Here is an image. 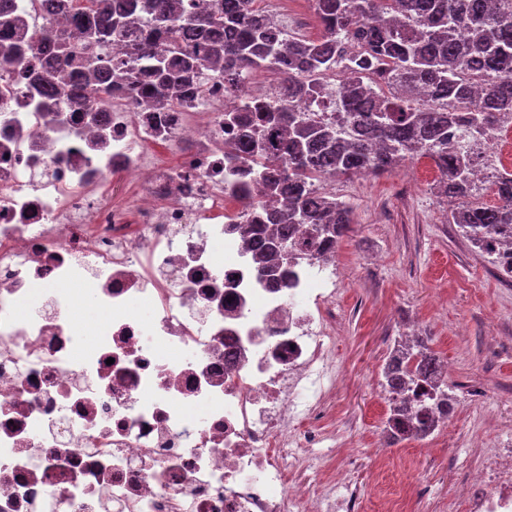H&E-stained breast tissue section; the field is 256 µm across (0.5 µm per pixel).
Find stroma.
Returning <instances> with one entry per match:
<instances>
[{
	"instance_id": "35a3bbf8",
	"label": "stroma",
	"mask_w": 512,
	"mask_h": 512,
	"mask_svg": "<svg viewBox=\"0 0 512 512\" xmlns=\"http://www.w3.org/2000/svg\"><path fill=\"white\" fill-rule=\"evenodd\" d=\"M437 180L424 157L325 188L351 206L352 224L336 246L335 358L344 383L324 408V425L356 455L352 478L365 512H385L378 491L396 497L415 480L422 490L411 495L409 512H461V475L486 462V441L512 438V280L449 223ZM411 321L452 364L458 403L447 434L389 446L378 385Z\"/></svg>"
}]
</instances>
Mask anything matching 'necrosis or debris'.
<instances>
[{
  "label": "necrosis or debris",
  "mask_w": 512,
  "mask_h": 512,
  "mask_svg": "<svg viewBox=\"0 0 512 512\" xmlns=\"http://www.w3.org/2000/svg\"><path fill=\"white\" fill-rule=\"evenodd\" d=\"M364 52L340 43L316 120L341 125ZM35 59L0 70V512H362L348 472L298 466L340 383L336 278L304 253L269 286L242 224L273 204L224 155L255 103L287 101L252 71L179 103L130 85L73 110L28 90ZM115 173L133 178L121 200ZM79 298L105 321L75 320ZM488 459L462 512H512V448Z\"/></svg>",
  "instance_id": "necrosis-or-debris-1"
}]
</instances>
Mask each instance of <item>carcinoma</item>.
Masks as SVG:
<instances>
[{"mask_svg":"<svg viewBox=\"0 0 512 512\" xmlns=\"http://www.w3.org/2000/svg\"><path fill=\"white\" fill-rule=\"evenodd\" d=\"M314 0L323 35L317 40L290 41L284 33L245 12L243 0H42L45 20L41 37L64 45L71 28L107 48L126 38L138 43L127 59L104 57L85 67L72 85L77 100L92 99L104 109L112 87L148 82L154 98L164 101L193 90L192 77L203 67H216L232 85L244 72L271 67L282 76L281 95L288 104L306 103L314 88L299 80L302 69L331 67L336 39L361 42L368 56L355 61L336 97L349 125L315 121L310 113L290 109L281 115L268 105L252 110L261 138L252 141L245 157L240 143H224V153L243 159L262 177L266 195L282 198L283 208L259 224L247 251L271 277L286 275L295 260L294 225L310 228L307 247L319 250L350 230L351 208L308 187L312 180L353 174L380 175L397 162L422 156L440 172L439 188L459 206L451 212L472 247L492 257L499 271L512 277V172L498 171L491 185L497 204L480 201L471 169L474 134L491 117L512 118V0ZM14 0H0V68L9 67L28 49L25 29L12 18ZM370 17L374 24L364 26ZM391 66V85L401 94H376L365 80L372 66ZM72 66L67 51L54 65L32 74L31 85L45 98L59 96L60 73ZM494 71L498 80L488 82ZM433 100L430 109L419 97ZM462 112L455 141L448 137V103ZM422 336L398 343L383 367V386L391 396L386 431L392 442L423 438L440 425L457 404L439 356ZM425 395L433 404L419 407L406 398Z\"/></svg>","mask_w":512,"mask_h":512,"instance_id":"obj_1","label":"carcinoma"}]
</instances>
